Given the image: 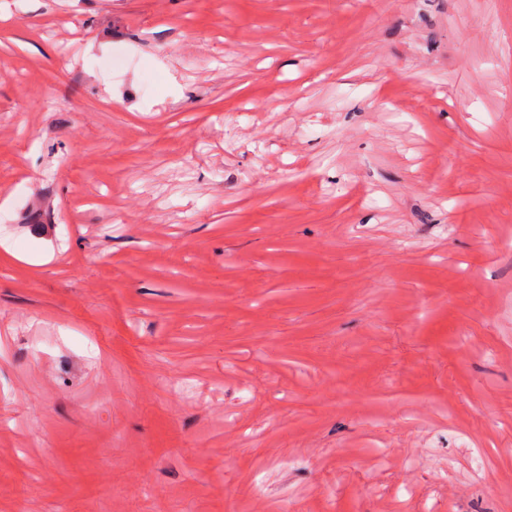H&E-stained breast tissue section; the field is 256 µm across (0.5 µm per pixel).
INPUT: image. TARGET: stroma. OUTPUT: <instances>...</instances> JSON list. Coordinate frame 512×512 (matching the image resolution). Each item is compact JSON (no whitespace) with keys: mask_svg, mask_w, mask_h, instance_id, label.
Segmentation results:
<instances>
[{"mask_svg":"<svg viewBox=\"0 0 512 512\" xmlns=\"http://www.w3.org/2000/svg\"><path fill=\"white\" fill-rule=\"evenodd\" d=\"M8 2L0 512H512V0Z\"/></svg>","mask_w":512,"mask_h":512,"instance_id":"stroma-1","label":"stroma"}]
</instances>
